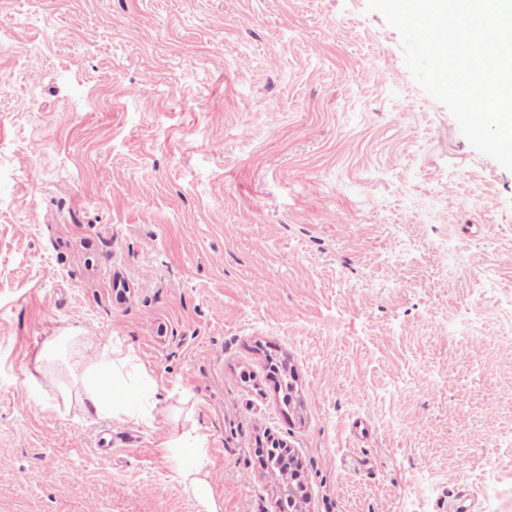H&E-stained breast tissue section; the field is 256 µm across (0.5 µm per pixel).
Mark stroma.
Here are the masks:
<instances>
[{
    "mask_svg": "<svg viewBox=\"0 0 512 512\" xmlns=\"http://www.w3.org/2000/svg\"><path fill=\"white\" fill-rule=\"evenodd\" d=\"M69 330L152 425L36 371ZM192 427L221 512L266 431L309 512H512V171L367 0H0V512H196ZM122 352L111 350L108 353H99L94 350L87 354V363L91 370L99 368L103 371H114L118 363H123L128 356H122ZM176 463V474L185 490L196 501L197 512H220L214 498L209 472L201 463L204 438L194 428L170 435L163 443Z\"/></svg>",
    "mask_w": 512,
    "mask_h": 512,
    "instance_id": "obj_1",
    "label": "stroma"
}]
</instances>
